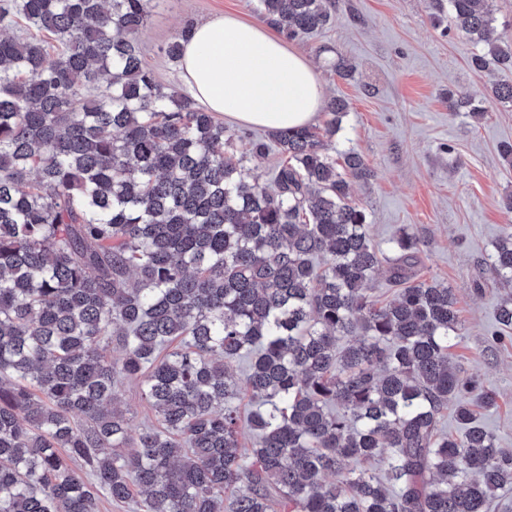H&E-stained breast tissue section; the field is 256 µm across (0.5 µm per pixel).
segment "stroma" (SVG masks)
Instances as JSON below:
<instances>
[{"mask_svg":"<svg viewBox=\"0 0 512 512\" xmlns=\"http://www.w3.org/2000/svg\"><path fill=\"white\" fill-rule=\"evenodd\" d=\"M224 13L261 18L259 0H158L140 46L163 85L178 84V65L164 47ZM292 45L327 96L348 103L336 148L356 149L374 172L351 189L374 241L387 246L401 225H411L420 242L418 277L452 288L462 321L453 359L495 391L494 406L473 410L501 447L512 448V342H498L496 320L505 290L485 264L512 223L503 208L512 166L498 153L500 143L512 142V106L488 97L493 83H512V69L474 70L475 45L430 0H336L335 23ZM341 61L351 65L350 76L335 70ZM455 90L469 92L486 118L449 111Z\"/></svg>","mask_w":512,"mask_h":512,"instance_id":"35a3bbf8","label":"stroma"}]
</instances>
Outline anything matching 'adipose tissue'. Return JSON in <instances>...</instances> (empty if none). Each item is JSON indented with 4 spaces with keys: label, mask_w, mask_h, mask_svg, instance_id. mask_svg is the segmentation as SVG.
Here are the masks:
<instances>
[{
    "label": "adipose tissue",
    "mask_w": 512,
    "mask_h": 512,
    "mask_svg": "<svg viewBox=\"0 0 512 512\" xmlns=\"http://www.w3.org/2000/svg\"><path fill=\"white\" fill-rule=\"evenodd\" d=\"M182 90L225 121L271 131L313 124L324 87L308 60L269 26L232 14L181 40Z\"/></svg>",
    "instance_id": "1"
}]
</instances>
